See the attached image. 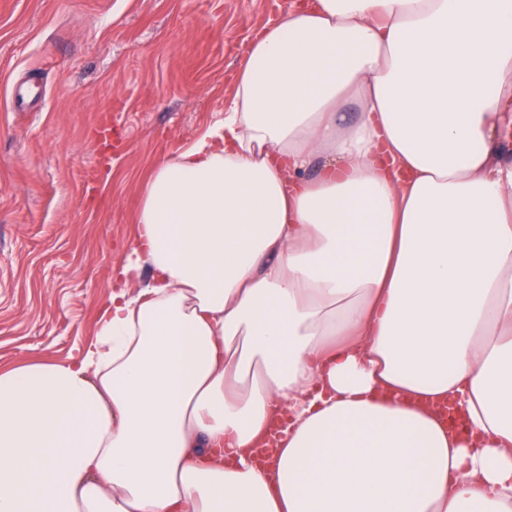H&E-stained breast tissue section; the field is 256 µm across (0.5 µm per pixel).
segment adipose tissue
I'll return each mask as SVG.
<instances>
[{"label": "adipose tissue", "instance_id": "ef3b65f1", "mask_svg": "<svg viewBox=\"0 0 512 512\" xmlns=\"http://www.w3.org/2000/svg\"><path fill=\"white\" fill-rule=\"evenodd\" d=\"M511 127L512 0H293L0 371V512H512Z\"/></svg>", "mask_w": 512, "mask_h": 512}]
</instances>
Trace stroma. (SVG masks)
Returning a JSON list of instances; mask_svg holds the SVG:
<instances>
[{"label":"stroma","mask_w":512,"mask_h":512,"mask_svg":"<svg viewBox=\"0 0 512 512\" xmlns=\"http://www.w3.org/2000/svg\"><path fill=\"white\" fill-rule=\"evenodd\" d=\"M290 0H0V369L92 337L155 164Z\"/></svg>","instance_id":"1"}]
</instances>
